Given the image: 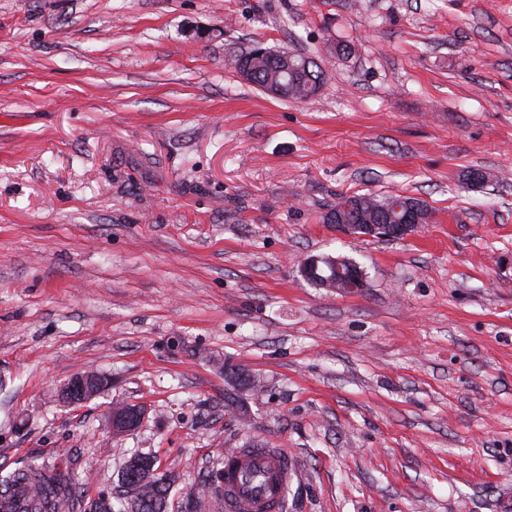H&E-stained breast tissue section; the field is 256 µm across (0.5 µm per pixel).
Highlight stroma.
I'll use <instances>...</instances> for the list:
<instances>
[{
	"label": "stroma",
	"mask_w": 512,
	"mask_h": 512,
	"mask_svg": "<svg viewBox=\"0 0 512 512\" xmlns=\"http://www.w3.org/2000/svg\"><path fill=\"white\" fill-rule=\"evenodd\" d=\"M258 42L312 57L317 95L245 81ZM353 193L429 219L344 235ZM324 254L367 288L304 280ZM87 370L111 387L61 402ZM248 442L289 450L288 512L512 495V0H0V471L119 512L145 453L182 512ZM406 202L408 203L404 205L402 215L401 212L397 213L395 208ZM413 202L420 207L421 218L419 216V207ZM384 208L387 209L392 224H377L375 223L376 217H373L372 221L368 219V224H359L358 217L360 216L361 210H371L373 213L379 214ZM336 210L347 218L348 223L354 222L355 224H342V216L340 213H336V216L331 214L328 219L326 214L328 224H336V228L339 231L349 236L362 238H407L421 227L422 224L420 223L422 221L426 223V220L429 218V210L423 200L402 194H391L381 198L372 194L340 197L336 206L331 211ZM397 221L398 224H395ZM358 231H364V233H358ZM144 416L141 406L122 403L115 408L113 405L109 411V424L113 434H125L138 428Z\"/></svg>",
	"instance_id": "obj_1"
}]
</instances>
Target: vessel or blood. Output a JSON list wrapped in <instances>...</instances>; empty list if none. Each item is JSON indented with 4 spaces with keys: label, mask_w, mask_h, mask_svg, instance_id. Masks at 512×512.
I'll list each match as a JSON object with an SVG mask.
<instances>
[{
    "label": "vessel or blood",
    "mask_w": 512,
    "mask_h": 512,
    "mask_svg": "<svg viewBox=\"0 0 512 512\" xmlns=\"http://www.w3.org/2000/svg\"><path fill=\"white\" fill-rule=\"evenodd\" d=\"M219 496L224 512H286L292 459L287 449L246 445L225 450Z\"/></svg>",
    "instance_id": "b4317fda"
}]
</instances>
